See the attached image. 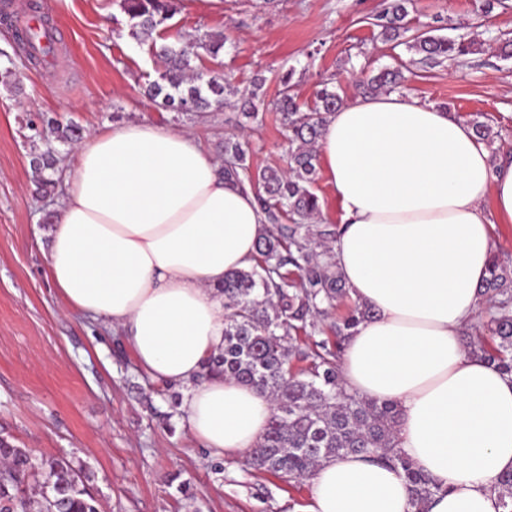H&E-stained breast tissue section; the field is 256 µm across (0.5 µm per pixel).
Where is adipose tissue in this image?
Here are the masks:
<instances>
[{
  "label": "adipose tissue",
  "mask_w": 512,
  "mask_h": 512,
  "mask_svg": "<svg viewBox=\"0 0 512 512\" xmlns=\"http://www.w3.org/2000/svg\"><path fill=\"white\" fill-rule=\"evenodd\" d=\"M318 151L342 210L334 260L372 310L345 342V388L395 404L399 449L438 487L428 512H503L512 376L461 336L485 306L492 226L512 223V161L450 112L391 93L331 113ZM74 157L51 216L49 281L71 311L121 330L148 376L183 386L206 448L245 455L272 403L204 365L224 345L217 287L257 257L267 219L255 194L164 126L114 127ZM310 481L306 512H415L402 470L359 455L322 462Z\"/></svg>",
  "instance_id": "ef3b65f1"
}]
</instances>
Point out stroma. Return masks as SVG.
I'll return each instance as SVG.
<instances>
[{
  "mask_svg": "<svg viewBox=\"0 0 512 512\" xmlns=\"http://www.w3.org/2000/svg\"><path fill=\"white\" fill-rule=\"evenodd\" d=\"M0 15V430L36 460L81 464L100 512H306L312 486L250 469L245 458L217 457L196 439L178 387L138 368L125 336L68 313L47 277L48 219L61 194L41 196L33 155L54 150L52 174L73 172V148L40 131L44 118L90 135L129 122L195 134L216 159L224 139L247 136L255 165L283 167L288 143L279 116L243 123L238 105L187 118L158 109L144 94L163 68L149 44L129 34L116 0H10ZM388 0H179L162 41L223 33L224 69L239 91L276 98L292 73L300 101L313 102L333 80L343 101L361 97L370 71L412 62L406 46L378 38L373 25ZM412 0L413 28L473 39L452 64L412 63L405 94L479 117L512 150V0ZM49 19L57 54L29 65L17 28Z\"/></svg>",
  "mask_w": 512,
  "mask_h": 512,
  "instance_id": "stroma-1",
  "label": "stroma"
}]
</instances>
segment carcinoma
Here are the masks:
<instances>
[{"mask_svg": "<svg viewBox=\"0 0 512 512\" xmlns=\"http://www.w3.org/2000/svg\"><path fill=\"white\" fill-rule=\"evenodd\" d=\"M177 0H119L127 16L130 36L149 42L164 60V70L150 83L148 95L163 110L178 113L217 110L224 94H237L220 59L226 38L213 33L200 42L189 39L177 46L157 45L159 27L177 10ZM391 0L374 26L383 41L400 40L423 61H454L472 51L474 42L463 36L445 38L408 26L406 3ZM55 36L48 24L22 32L19 44L30 64L45 62L54 52ZM215 64L198 77V49ZM293 72L281 77L278 97L271 103L254 91L242 96V115L254 123L260 113L279 112L288 133V167H253L249 142L224 138V176L248 184L267 215L268 224L258 244L256 263L224 279V347L206 366L240 384L258 389L273 404L269 427L248 455V464L289 481L306 478L323 461L349 454L400 467L410 485L416 512L437 490L432 480L396 448L397 410L348 392L342 385L339 362L351 330L370 310L355 305L334 322L335 341L312 340L317 321L329 317L349 295L333 262L330 243L338 234L329 224H310L320 210L313 186L317 181V143L326 116L343 104L328 84L317 91L314 105L302 109L291 83ZM401 69H382L363 85L364 93L392 92L404 86ZM63 143L81 138V128L70 124L52 128ZM488 302L491 342L471 340L479 352L501 371L512 374V267L492 259L483 285ZM306 363L295 369L292 361ZM0 512H99L96 497L83 470L65 457L35 464L29 451L0 435Z\"/></svg>", "mask_w": 512, "mask_h": 512, "instance_id": "carcinoma-1", "label": "carcinoma"}]
</instances>
